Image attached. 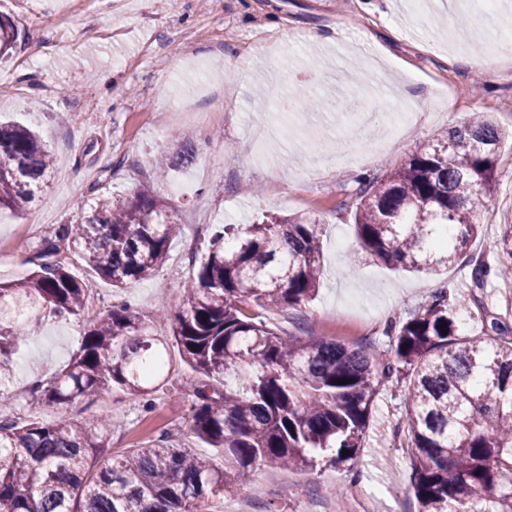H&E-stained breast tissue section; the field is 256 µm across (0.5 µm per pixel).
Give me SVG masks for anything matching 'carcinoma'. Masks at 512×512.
Wrapping results in <instances>:
<instances>
[{"label":"carcinoma","instance_id":"carcinoma-1","mask_svg":"<svg viewBox=\"0 0 512 512\" xmlns=\"http://www.w3.org/2000/svg\"><path fill=\"white\" fill-rule=\"evenodd\" d=\"M18 40L17 28L0 18V58ZM507 137L489 113L476 112L393 171L364 178L355 213L361 248L416 271L454 263L492 201ZM195 155L184 139L156 163L167 175ZM53 166L34 131L1 123L0 210L24 211ZM319 226L310 214L220 226L182 305L156 315L170 322L171 336L130 301L114 303L91 321L68 364L37 388L57 408L122 390L149 410L166 382L163 358L173 341L195 373L189 431L224 464L169 436L115 456L110 419L0 420V512H206L209 499L237 489L259 464L304 471L343 464L363 446L381 370L410 378L403 430L419 512H512V339L484 319L479 332L466 331L464 296L442 288L391 324L392 360L336 339L285 337L266 323L263 311L298 306L317 292ZM176 232V217L143 185L121 205L100 197L83 222L43 237L33 271L0 283V385L11 356L45 317L86 315L91 286L57 260L61 247L122 288L165 263ZM500 245L496 270L482 262L472 268L476 287L512 270V224L502 225Z\"/></svg>","mask_w":512,"mask_h":512}]
</instances>
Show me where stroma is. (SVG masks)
Returning <instances> with one entry per match:
<instances>
[{
	"label": "stroma",
	"mask_w": 512,
	"mask_h": 512,
	"mask_svg": "<svg viewBox=\"0 0 512 512\" xmlns=\"http://www.w3.org/2000/svg\"><path fill=\"white\" fill-rule=\"evenodd\" d=\"M57 2L70 13L62 26L49 22L46 0H0V16L23 37L21 50L0 67V82L12 87L0 98V117L37 131L55 157L25 212H0V247L8 251L0 282L26 277L36 243L58 225L79 223L98 197L120 204L154 181V158L175 152L186 134L198 145L194 163L154 181L182 226L166 263L122 290L93 280L90 315L105 316L120 298L148 316L159 305H179L182 283L207 251L215 211H229L236 224L309 213L323 219V277L309 302L267 313L281 334L348 336L366 352L383 351L390 324L448 285L467 295L473 314L499 322L512 338V285L493 275L480 288L471 281L473 261L496 265L500 228L512 224L511 142L499 151L482 230L454 265L420 272L386 265L361 250L354 226L361 176L397 168L475 111L512 126L505 57L486 71L469 66L475 51L459 40L471 29L512 38V0L497 10L483 0H433L419 10L411 0H97L91 15L72 10L70 0ZM312 32L323 42L310 41ZM181 35L192 40L191 55L181 52ZM272 79L291 98L305 90L332 98L342 85L363 107L300 111L298 134L285 138L267 125L275 100L256 93ZM175 182L190 184L191 194L172 195ZM85 326L74 317L37 326L16 354L0 417L49 424L111 417L114 451L165 431L199 448L188 431L191 370L174 346L152 411L120 391L62 409L35 397L33 383L63 367ZM407 387L393 376L382 381L355 460L305 472L260 466L237 492L213 498L210 512H237L246 495L252 512H267L271 502L282 512H329L337 488L345 489L349 512H418L400 430Z\"/></svg>",
	"instance_id": "35a3bbf8"
}]
</instances>
